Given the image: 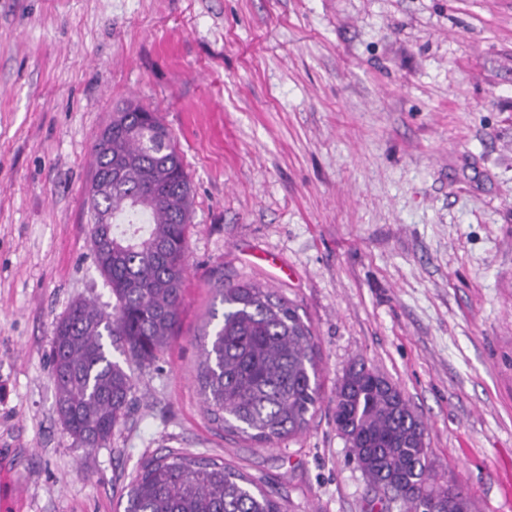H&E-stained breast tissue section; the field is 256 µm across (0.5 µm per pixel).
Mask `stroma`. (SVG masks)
Here are the masks:
<instances>
[{
  "label": "stroma",
  "instance_id": "1",
  "mask_svg": "<svg viewBox=\"0 0 512 512\" xmlns=\"http://www.w3.org/2000/svg\"><path fill=\"white\" fill-rule=\"evenodd\" d=\"M129 102L184 158L187 269L170 346L86 450L56 410L54 327L79 300L112 308L86 188ZM225 281L292 301L318 343L319 408L271 447L204 408ZM359 364L421 416L437 485L512 512V0H0V512H125L170 450L284 512H369L334 419Z\"/></svg>",
  "mask_w": 512,
  "mask_h": 512
}]
</instances>
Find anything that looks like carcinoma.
Segmentation results:
<instances>
[{"mask_svg": "<svg viewBox=\"0 0 512 512\" xmlns=\"http://www.w3.org/2000/svg\"><path fill=\"white\" fill-rule=\"evenodd\" d=\"M94 174L110 177L95 204L106 217L90 242L112 291V312L80 300L55 327L52 374L59 418L84 448L105 445L129 409L134 377L112 359L153 363L179 322L193 191L175 139L157 113L129 104L112 113V154L93 149ZM222 321L203 342L198 379L205 410L225 431L273 445L302 432L321 386L311 325L290 301L259 283L218 289ZM336 421L352 448L364 449L374 484L405 489L387 496L400 512L448 502L431 483L425 427L402 391L359 365L336 386ZM126 512H283L281 503L240 472L178 451L147 460Z\"/></svg>", "mask_w": 512, "mask_h": 512, "instance_id": "carcinoma-1", "label": "carcinoma"}]
</instances>
